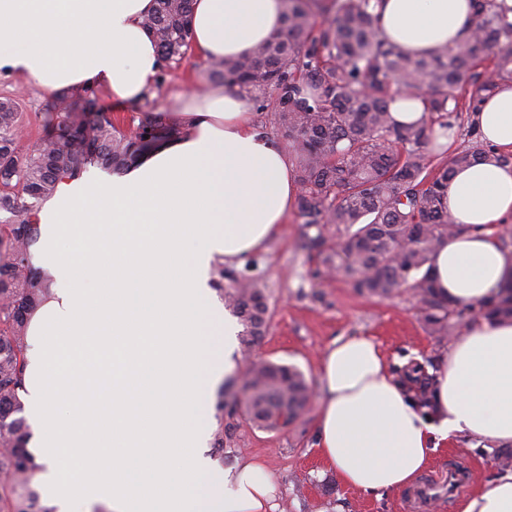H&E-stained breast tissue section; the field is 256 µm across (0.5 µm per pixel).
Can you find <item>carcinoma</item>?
Returning a JSON list of instances; mask_svg holds the SVG:
<instances>
[{
  "label": "carcinoma",
  "instance_id": "1",
  "mask_svg": "<svg viewBox=\"0 0 512 512\" xmlns=\"http://www.w3.org/2000/svg\"><path fill=\"white\" fill-rule=\"evenodd\" d=\"M474 30L454 45L412 57L380 35L375 0H283L284 28L240 58L209 63L214 82L235 84L259 103L265 122L301 151L298 216L315 234L303 247L326 254L327 268L354 287L388 298L413 293L429 335L443 339L462 324V311L442 297L429 263L438 248L465 231L448 212V182L458 168L487 158L512 162L484 143L476 125L468 145L448 154L441 136L453 120L475 113L499 84L512 81V21L505 0H471ZM191 0H156L144 19L163 66L187 59L192 45ZM493 56L490 75L476 71L478 47ZM414 96L424 117L394 121L389 105ZM43 136L32 150L19 145L21 113L0 99V512H55L41 503L39 469L27 448L30 426L19 393L26 367V329L44 300L49 277L34 265L35 212L26 199L51 196L57 183L89 166L121 171L168 132L152 109L130 132L98 107L96 91L62 92L40 116ZM225 307L239 319L242 348L266 333V289L247 276L228 275ZM483 315L512 321V281L480 306ZM249 419L269 430L292 423L310 404V387L294 365L258 361L243 385Z\"/></svg>",
  "mask_w": 512,
  "mask_h": 512
}]
</instances>
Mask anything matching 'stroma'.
Instances as JSON below:
<instances>
[{
  "instance_id": "35a3bbf8",
  "label": "stroma",
  "mask_w": 512,
  "mask_h": 512,
  "mask_svg": "<svg viewBox=\"0 0 512 512\" xmlns=\"http://www.w3.org/2000/svg\"><path fill=\"white\" fill-rule=\"evenodd\" d=\"M208 60L190 54L187 61L171 66L155 80L140 104L121 107L108 95L101 106L110 109L124 130L135 128L144 111L165 110L176 92H198L209 84ZM20 105L24 147L37 145L41 136L39 115L49 93L16 74L0 72V98ZM304 228L289 215L279 236L265 251L240 262L214 269L211 285L226 287V273L252 271L261 277L269 297L270 319L261 343L253 350L255 360L299 367L311 387L319 385V363L334 338L341 335L374 337L395 373L406 364L418 368L419 377L435 369L445 343L428 335L416 299L410 291L378 299L360 294L345 276L321 277L318 261L303 248ZM223 386L209 395L214 427L231 426L232 436L223 448H210L218 465L235 460H254L263 465L276 488L279 512H461V499H440L419 506L412 489L376 497L344 485L335 471L323 463L314 446L316 407H309L293 424L278 431L255 427L241 411L218 409ZM500 445L478 439H459L433 454L424 479L436 478L448 464L463 466L471 476L465 494H472L501 471L496 459Z\"/></svg>"
}]
</instances>
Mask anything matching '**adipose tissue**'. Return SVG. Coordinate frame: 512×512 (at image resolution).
Instances as JSON below:
<instances>
[{"instance_id":"adipose-tissue-1","label":"adipose tissue","mask_w":512,"mask_h":512,"mask_svg":"<svg viewBox=\"0 0 512 512\" xmlns=\"http://www.w3.org/2000/svg\"><path fill=\"white\" fill-rule=\"evenodd\" d=\"M155 0H0V70L44 91L100 85L142 100L161 69L143 26ZM382 36L422 57L470 34V0H381ZM194 48L249 54L283 27L282 0H193ZM474 120L512 153V84ZM157 141L123 172L59 181L36 213L35 265L54 283L30 316L21 399L38 427L37 483L57 512H273L263 467L203 453L209 389L229 374L236 328L212 297L217 262L278 236L300 187L286 151L253 125L247 96L221 83L175 93ZM448 209L464 233L440 247L445 298L477 307L512 274L495 229L512 219V165L457 171ZM317 442L343 482L375 496L415 484L461 438L512 444V322L469 321L443 351L422 405L376 341L340 336L320 362ZM462 512H512V471Z\"/></svg>"}]
</instances>
